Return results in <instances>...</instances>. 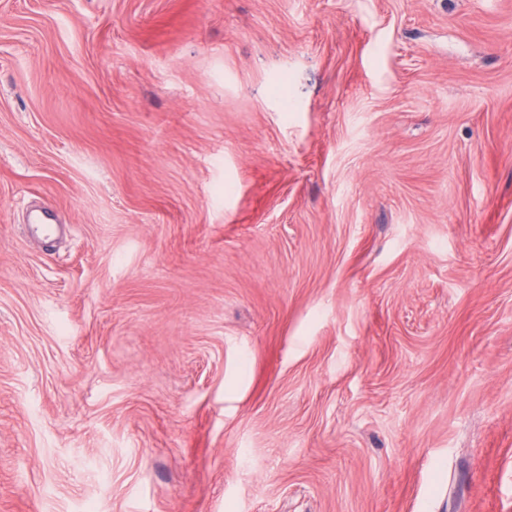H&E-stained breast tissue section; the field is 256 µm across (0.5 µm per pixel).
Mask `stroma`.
Instances as JSON below:
<instances>
[{"mask_svg":"<svg viewBox=\"0 0 512 512\" xmlns=\"http://www.w3.org/2000/svg\"><path fill=\"white\" fill-rule=\"evenodd\" d=\"M88 503L512 512V0H0V512Z\"/></svg>","mask_w":512,"mask_h":512,"instance_id":"stroma-1","label":"stroma"}]
</instances>
